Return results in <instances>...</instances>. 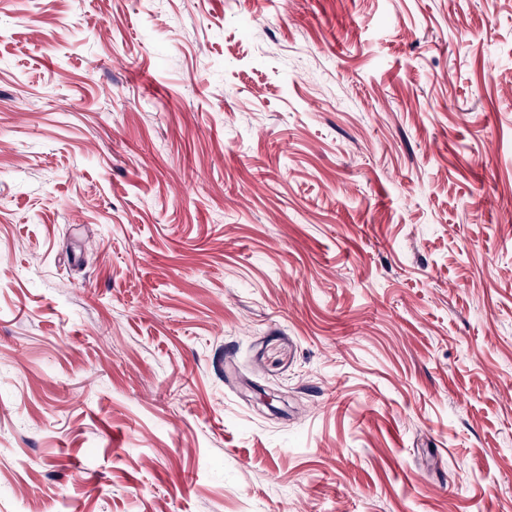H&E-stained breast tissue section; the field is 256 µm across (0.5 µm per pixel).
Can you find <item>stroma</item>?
Masks as SVG:
<instances>
[{
    "label": "stroma",
    "instance_id": "stroma-1",
    "mask_svg": "<svg viewBox=\"0 0 512 512\" xmlns=\"http://www.w3.org/2000/svg\"><path fill=\"white\" fill-rule=\"evenodd\" d=\"M0 512H512V0H0Z\"/></svg>",
    "mask_w": 512,
    "mask_h": 512
}]
</instances>
